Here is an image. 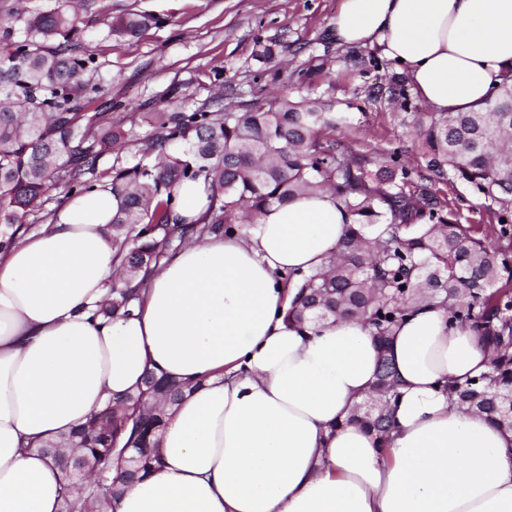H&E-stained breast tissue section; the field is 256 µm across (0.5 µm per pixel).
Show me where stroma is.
Wrapping results in <instances>:
<instances>
[{"label": "stroma", "mask_w": 512, "mask_h": 512, "mask_svg": "<svg viewBox=\"0 0 512 512\" xmlns=\"http://www.w3.org/2000/svg\"><path fill=\"white\" fill-rule=\"evenodd\" d=\"M339 5L340 0H103L84 16L86 38L127 9L161 19L139 37L98 47L101 72L112 80L113 127L126 130L139 124L141 113L172 111L218 95L232 108L244 100L297 98L313 83L350 116L337 127L338 140L379 165L399 150L413 174H422L412 135L387 90L397 66L377 47L336 46L325 36ZM266 45L275 49L268 64L257 59ZM325 52L332 61L322 67L317 57ZM269 65L279 70L278 82L262 80ZM309 67L314 74L306 84L298 73ZM176 85L182 91L178 98L170 94ZM435 189L449 218L472 227L496 251V228L501 218L512 221V211L501 213L453 177L436 182Z\"/></svg>", "instance_id": "1"}]
</instances>
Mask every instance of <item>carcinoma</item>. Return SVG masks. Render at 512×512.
Masks as SVG:
<instances>
[{"mask_svg": "<svg viewBox=\"0 0 512 512\" xmlns=\"http://www.w3.org/2000/svg\"><path fill=\"white\" fill-rule=\"evenodd\" d=\"M159 23L129 10L112 18L102 39L119 42ZM80 24L73 8L30 11L18 0L12 21L0 26V251L35 229L49 200L111 186L122 200L112 214V245L123 286L110 288L95 315L128 319L154 269L184 244L251 224L275 202L329 191L353 223L327 269L288 274L299 291L287 318H358L383 348L414 303L435 301L496 352L492 372L453 384L450 393L459 406L512 427V291L495 287L512 261V225L500 224L494 257L471 228L448 219L433 189V180L451 175L500 210L512 206V70L490 100L468 112H410L404 80L392 76L388 91L406 110L402 122L428 176L412 177L397 152L371 170L370 157L332 135L342 113L305 97L251 100L236 109L213 99L152 112L140 156L118 151L106 167L102 144L136 132L113 130L110 112L86 111L106 104L110 83L96 47L78 38ZM200 180L208 192L205 213L198 222L177 223L174 187ZM184 390L149 371L135 391L79 427L81 454L66 452L67 440L49 445L65 481L60 512H97L129 485L121 472L138 481L160 464L159 432ZM396 396L383 355L371 398L359 406L361 421L386 434Z\"/></svg>", "mask_w": 512, "mask_h": 512, "instance_id": "carcinoma-1", "label": "carcinoma"}]
</instances>
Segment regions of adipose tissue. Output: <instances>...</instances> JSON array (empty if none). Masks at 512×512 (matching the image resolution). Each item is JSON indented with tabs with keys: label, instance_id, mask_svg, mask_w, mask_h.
<instances>
[{
	"label": "adipose tissue",
	"instance_id": "adipose-tissue-1",
	"mask_svg": "<svg viewBox=\"0 0 512 512\" xmlns=\"http://www.w3.org/2000/svg\"><path fill=\"white\" fill-rule=\"evenodd\" d=\"M328 37L400 61L439 112L484 102L512 70V0H342ZM99 188L0 252V512H59L45 441L153 370L192 391L160 433L163 465L101 512H512V429L453 407L447 386L491 352L430 304L379 353L369 329L290 322L285 276L324 267L352 217L320 192L188 244L134 317L91 312L114 270ZM388 356L400 398L386 442L352 421Z\"/></svg>",
	"mask_w": 512,
	"mask_h": 512
}]
</instances>
